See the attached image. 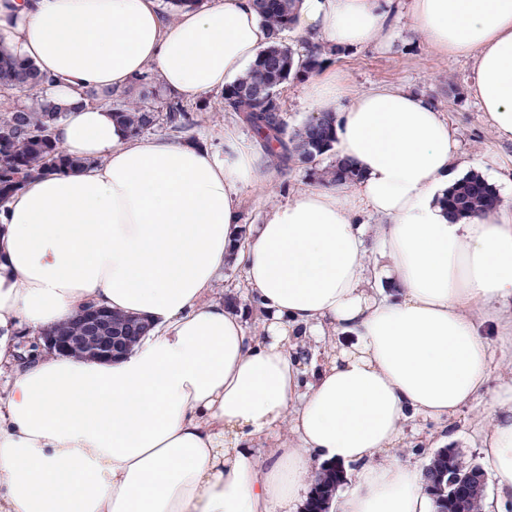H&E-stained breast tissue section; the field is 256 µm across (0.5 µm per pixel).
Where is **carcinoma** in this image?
Returning a JSON list of instances; mask_svg holds the SVG:
<instances>
[{
  "label": "carcinoma",
  "mask_w": 512,
  "mask_h": 512,
  "mask_svg": "<svg viewBox=\"0 0 512 512\" xmlns=\"http://www.w3.org/2000/svg\"><path fill=\"white\" fill-rule=\"evenodd\" d=\"M297 0H254L261 22L269 28L271 44L252 69L224 91V111L246 124L268 148L270 165L282 168L294 161L313 162L336 144V113L325 110L302 127L288 131L281 115L277 89L291 79L318 70L325 50L309 48L300 55L283 43L280 34L295 21ZM43 84L35 65L14 57L0 44V88L33 90ZM85 100L117 104L115 116L131 133L138 134L157 122L174 132L194 124L193 115L177 97L165 102L161 113L143 103H128L110 91L89 90ZM64 117L63 108L44 97L20 104L0 115V206L31 178L51 170L81 165L58 148L54 126ZM331 180L341 182L359 177L352 165L336 160L328 171ZM499 204L496 189L478 175H468L442 198L443 209L458 218L480 217ZM146 325L138 317L112 314V328L136 330ZM425 490L435 500L437 512H478L487 488L486 471L477 464H465L448 448L437 450L424 468ZM339 469L324 467L314 482L304 512H327L330 498L342 482Z\"/></svg>",
  "instance_id": "obj_1"
}]
</instances>
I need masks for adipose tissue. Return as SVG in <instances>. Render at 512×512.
I'll list each match as a JSON object with an SVG mask.
<instances>
[{"label":"adipose tissue","mask_w":512,"mask_h":512,"mask_svg":"<svg viewBox=\"0 0 512 512\" xmlns=\"http://www.w3.org/2000/svg\"><path fill=\"white\" fill-rule=\"evenodd\" d=\"M392 0H300L297 25L339 50L374 45ZM426 42L476 59L472 92L512 141V0H409ZM0 43L32 61L66 110L53 137L79 168L28 181L0 206V512H299L317 466L355 467L331 512H436L424 471L399 460L407 422H445L490 373L481 312L512 302V206L456 219L439 199L464 169L422 96L351 94L337 108L354 183L311 187L254 225L239 255L260 331L210 298L243 193L275 178L236 128L224 146L131 135L87 90L155 73L205 104L270 43L252 0H209L166 20L155 0H0ZM386 289H379V282ZM94 304L152 330L112 361L21 360L39 332ZM481 452L512 495V379L489 403ZM264 449L256 458L255 449Z\"/></svg>","instance_id":"ef3b65f1"}]
</instances>
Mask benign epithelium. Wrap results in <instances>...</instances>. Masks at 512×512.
Returning a JSON list of instances; mask_svg holds the SVG:
<instances>
[{
    "instance_id": "1",
    "label": "benign epithelium",
    "mask_w": 512,
    "mask_h": 512,
    "mask_svg": "<svg viewBox=\"0 0 512 512\" xmlns=\"http://www.w3.org/2000/svg\"><path fill=\"white\" fill-rule=\"evenodd\" d=\"M111 312L102 308H93L83 312L85 335H72L67 326L61 324L41 334L44 347L51 352L88 356L110 360L127 353L125 337L112 334Z\"/></svg>"
}]
</instances>
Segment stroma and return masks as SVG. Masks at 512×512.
<instances>
[{"label": "stroma", "mask_w": 512, "mask_h": 512, "mask_svg": "<svg viewBox=\"0 0 512 512\" xmlns=\"http://www.w3.org/2000/svg\"><path fill=\"white\" fill-rule=\"evenodd\" d=\"M326 69L341 73L352 93H360L377 86L400 88L430 100L442 112L458 139L464 157L481 159L486 170L494 176L497 192L512 188V142L499 139L492 123L482 112L470 91L474 60L470 57L447 59L429 47L415 30L409 14H402L393 35L386 43L354 49L329 57ZM203 122L184 132V139L222 146L225 127L238 129L244 137L252 132L240 125L235 116L225 112L221 99H212L205 105ZM336 161L335 152H328L315 162L291 163L276 169L275 180L246 193L241 211L240 230H250L261 223L265 213L308 187L324 183V173ZM244 272L235 262H227L213 284L214 297L233 305L250 328H258L255 315L246 303ZM490 416L484 401H476L456 414L452 430L458 438L452 447L468 464L482 461L479 439ZM440 425L431 420L411 419L406 427L399 454L403 459L426 463L431 453L429 445L439 434Z\"/></svg>", "instance_id": "obj_1"}]
</instances>
